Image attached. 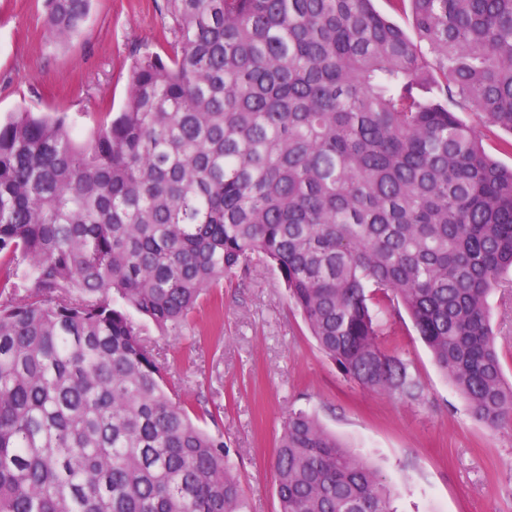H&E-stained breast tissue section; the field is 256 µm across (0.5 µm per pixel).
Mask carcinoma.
<instances>
[{
	"mask_svg": "<svg viewBox=\"0 0 512 512\" xmlns=\"http://www.w3.org/2000/svg\"><path fill=\"white\" fill-rule=\"evenodd\" d=\"M92 0H43L52 44ZM166 0L120 112L0 119V512H244L215 430L168 388L131 313L166 333L258 259L318 348L416 400L382 341L405 310L487 427L512 413L489 297L512 288V0ZM28 294L16 299V289ZM278 512H393L377 471L288 413ZM461 118L478 129L485 149L494 159L506 166H512V153L501 150L499 146L501 139L510 138L508 135L494 127L485 126L480 117L475 114L464 113L461 114Z\"/></svg>",
	"mask_w": 512,
	"mask_h": 512,
	"instance_id": "carcinoma-1",
	"label": "carcinoma"
}]
</instances>
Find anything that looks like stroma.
I'll list each match as a JSON object with an SVG mask.
<instances>
[{
  "instance_id": "stroma-1",
  "label": "stroma",
  "mask_w": 512,
  "mask_h": 512,
  "mask_svg": "<svg viewBox=\"0 0 512 512\" xmlns=\"http://www.w3.org/2000/svg\"><path fill=\"white\" fill-rule=\"evenodd\" d=\"M171 20L165 0H93L81 38L45 43L42 0H0V116L25 107L65 112L76 130L119 109L137 49H157ZM504 374L512 380V295L489 299ZM146 339L170 364L174 391L220 411L245 512H278L273 471L289 411L305 410L373 466L394 512H512V429L491 430L443 376L405 312L385 346L408 363L418 400L375 393L345 377L288 303L276 269L253 262L204 293L186 327Z\"/></svg>"
}]
</instances>
